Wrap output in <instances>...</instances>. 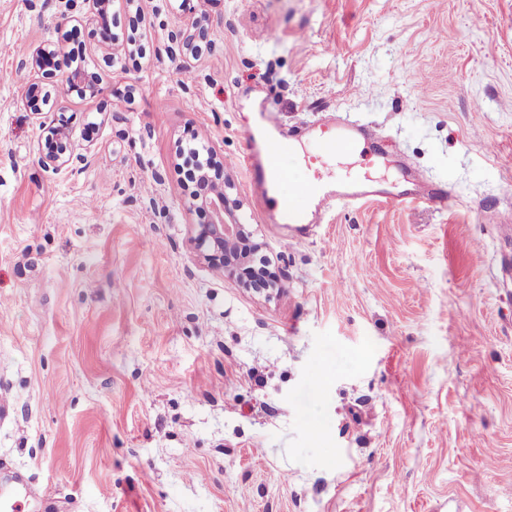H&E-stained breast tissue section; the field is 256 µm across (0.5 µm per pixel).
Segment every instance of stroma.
<instances>
[{
	"instance_id": "35a3bbf8",
	"label": "stroma",
	"mask_w": 512,
	"mask_h": 512,
	"mask_svg": "<svg viewBox=\"0 0 512 512\" xmlns=\"http://www.w3.org/2000/svg\"><path fill=\"white\" fill-rule=\"evenodd\" d=\"M58 13L0 0V485L41 493L23 512H512V0H116L109 44ZM43 44L105 89L65 100L57 172L23 103ZM268 111L303 153L324 115L369 125L360 167L409 161L457 202L272 232L244 164ZM196 139L279 293L195 260ZM177 38L183 50L193 53L207 40V28L201 19L192 20L178 31Z\"/></svg>"
}]
</instances>
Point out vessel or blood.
I'll return each instance as SVG.
<instances>
[{
  "instance_id": "obj_1",
  "label": "vessel or blood",
  "mask_w": 512,
  "mask_h": 512,
  "mask_svg": "<svg viewBox=\"0 0 512 512\" xmlns=\"http://www.w3.org/2000/svg\"><path fill=\"white\" fill-rule=\"evenodd\" d=\"M371 131L340 121H325L312 129V140L319 153L327 157H343L353 154L360 141L371 138ZM287 149L285 138L274 134L265 137L256 153L247 154L245 163L249 172L250 185L271 191L285 176L281 158ZM296 195L311 199L315 210L327 212L337 205L355 206L368 200H376L393 207L423 205L439 212L448 211L456 198L444 187L421 182L416 188L399 190L388 188L377 190L368 176L357 173L339 183L336 188H327L321 175L297 185ZM277 223L296 227L310 223V210L296 207L290 201H282L276 208ZM31 492L24 482L0 490V512H18L22 500L30 498Z\"/></svg>"
}]
</instances>
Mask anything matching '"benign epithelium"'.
Returning <instances> with one entry per match:
<instances>
[{"label":"benign epithelium","mask_w":512,"mask_h":512,"mask_svg":"<svg viewBox=\"0 0 512 512\" xmlns=\"http://www.w3.org/2000/svg\"><path fill=\"white\" fill-rule=\"evenodd\" d=\"M177 38L182 49L192 53L207 40V28L197 18L180 28ZM53 55L54 50L44 45L30 51L22 59V65L33 73V78L25 87L24 105L34 115L61 110L59 105L50 104V93L44 88L45 81L55 78L51 63ZM62 83L65 88L84 97L96 98L105 92L99 77L83 68L67 73ZM40 127L39 162L47 169L58 171L71 159L72 132L61 120L43 121ZM194 152L201 157V188L184 202L183 210L190 213L203 207L210 214V222L198 225L191 238L193 250L198 259L224 271V277L231 278L242 273L249 261L253 247L251 233L238 215L242 205L230 197L233 183L227 180L219 186L210 179L209 170L213 168L216 157L214 147L204 143Z\"/></svg>","instance_id":"benign-epithelium-1"}]
</instances>
